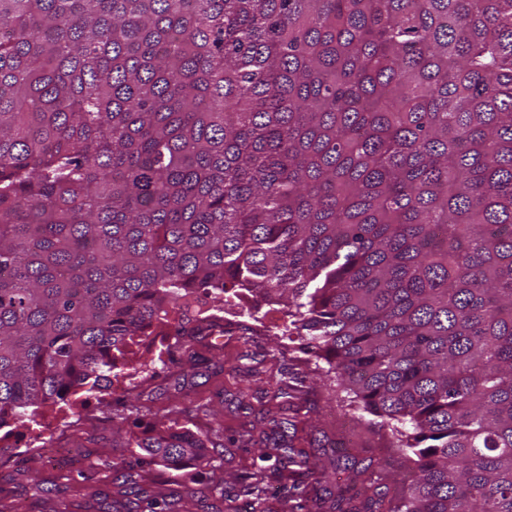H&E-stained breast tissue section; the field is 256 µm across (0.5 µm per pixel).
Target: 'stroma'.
<instances>
[{"mask_svg":"<svg viewBox=\"0 0 512 512\" xmlns=\"http://www.w3.org/2000/svg\"><path fill=\"white\" fill-rule=\"evenodd\" d=\"M284 322V317L271 320L260 312L253 323L251 342L235 336L217 337V344L224 347V372L200 382L191 392L157 391L141 372L124 377L120 387L139 391L138 398L124 408V415L142 427L168 416L193 429L220 411L225 428L245 426L259 439L268 429L259 415L242 416L234 405L222 403L219 395L235 393L246 385L259 391L268 389L270 377L285 370L306 381L310 413L305 432L309 437L347 448L361 466L372 460L387 462V484L407 488L410 467L400 463L390 431L381 428L377 417L337 403L323 370L308 362L298 342L283 336ZM75 412L80 417L75 425H68L63 416L50 415L22 430L14 447H0V487L6 491L5 497H0V512H115L112 464L130 457L131 451L112 442V400L92 396L78 404ZM52 445L65 447V454L48 458L44 450ZM253 458V453L238 448H212L194 478H187L185 471L177 468H160L151 471L143 485L166 494L192 483L193 494L178 501L172 512H215L210 485L221 478L234 482Z\"/></svg>","mask_w":512,"mask_h":512,"instance_id":"stroma-1","label":"stroma"}]
</instances>
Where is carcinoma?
Wrapping results in <instances>:
<instances>
[{"instance_id": "cac0c4a2", "label": "carcinoma", "mask_w": 512, "mask_h": 512, "mask_svg": "<svg viewBox=\"0 0 512 512\" xmlns=\"http://www.w3.org/2000/svg\"><path fill=\"white\" fill-rule=\"evenodd\" d=\"M283 306L349 406L413 464L351 470L366 512H512V0H0V431L140 363L224 369L231 293ZM260 442L176 419L133 474L261 444L251 512H318L325 471L281 375ZM274 460L273 467L264 463ZM170 343H173V340H165L161 339V337H157L155 340L146 341L144 344L135 347V350L138 351V356L142 357V361L144 359L150 362L151 359L155 361L156 368H160L162 366L161 362L158 359H167V347Z\"/></svg>"}]
</instances>
